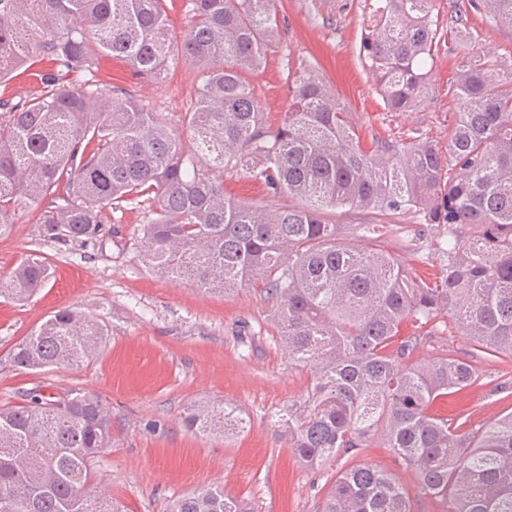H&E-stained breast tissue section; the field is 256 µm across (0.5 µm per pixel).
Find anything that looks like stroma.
<instances>
[{
    "label": "stroma",
    "mask_w": 512,
    "mask_h": 512,
    "mask_svg": "<svg viewBox=\"0 0 512 512\" xmlns=\"http://www.w3.org/2000/svg\"><path fill=\"white\" fill-rule=\"evenodd\" d=\"M371 0H280V44L265 68L249 80L261 94L270 124L288 108L284 61L314 65L331 95L358 128L363 147L373 138L420 137L448 144V94L453 60L440 51L432 72L434 89L414 110L390 112L360 54ZM476 49L512 66V24L492 14L475 16ZM92 80L130 91L163 113L184 150L192 133L182 123L196 100L199 71L180 61L157 84L123 62L99 56ZM46 202L19 205L14 227L0 239V275L30 256L45 259L54 274L26 302L0 295V405H13L24 391L42 388L97 396L112 415V446L95 461L103 488L124 512H167L175 498L199 489L220 488L250 502L256 512H319L337 474L354 465L383 469L403 485L414 512H444L443 504L420 491L389 448L376 439L356 456L310 468L300 463L283 436L281 414L303 408L310 387L306 369L292 363L269 306L258 287L232 293L204 291L195 282L164 277L142 260L139 241L151 215L148 203L103 211L104 230L95 247L43 242L39 226ZM387 248L410 266L438 270L440 258L429 242H414L412 214L389 216ZM73 306L91 315L106 332L99 354L76 369L19 368L14 346L55 311ZM461 330L440 316L423 337L417 358L464 355ZM478 384L461 394L469 427L512 412V394H493L499 380L512 379V358L483 355ZM228 404L242 413L245 430L230 437L194 435L181 417L199 402Z\"/></svg>",
    "instance_id": "stroma-1"
}]
</instances>
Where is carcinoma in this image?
<instances>
[{"mask_svg":"<svg viewBox=\"0 0 512 512\" xmlns=\"http://www.w3.org/2000/svg\"><path fill=\"white\" fill-rule=\"evenodd\" d=\"M279 0H186L190 24L176 55L165 0H0V77L48 60L40 91L0 102V238L11 210L48 200L40 237L93 246L102 211L144 199L154 218L140 248L146 266L211 291L258 284L288 359L307 369L310 391L284 420L288 445L311 468L354 456L378 438L423 494L445 512H512V412L476 429L433 405L475 384L479 369L455 355L423 361L420 337L391 348L411 320L441 313L472 349L512 355V67L474 51L471 15L512 23V0L454 3L448 20L434 0H375L361 48L385 107L407 112L428 94V62L448 44L457 111L448 148L431 141L376 139L357 130L308 63L288 65L292 91L282 123L247 73L278 45ZM127 63L155 83L179 58L201 72L196 106L183 120L197 152L187 155L162 116L122 89L79 81L97 56ZM241 170L266 191L257 202L224 194L212 168ZM460 176L445 179L448 168ZM288 195L298 203L275 211ZM364 215L333 224L330 209ZM412 213L435 240L441 270L411 272L384 246L377 217ZM367 241L352 247L349 231ZM51 277L30 257L0 286L26 301ZM104 328L65 307L13 349L28 370L93 359ZM0 406V512H121L96 490L95 458L112 444V418L85 392L56 397L40 389ZM195 433L234 434L246 420L201 402L184 419ZM169 512H254L224 490L195 491ZM320 512H412L389 473L357 465L340 473Z\"/></svg>","mask_w":512,"mask_h":512,"instance_id":"1","label":"carcinoma"}]
</instances>
